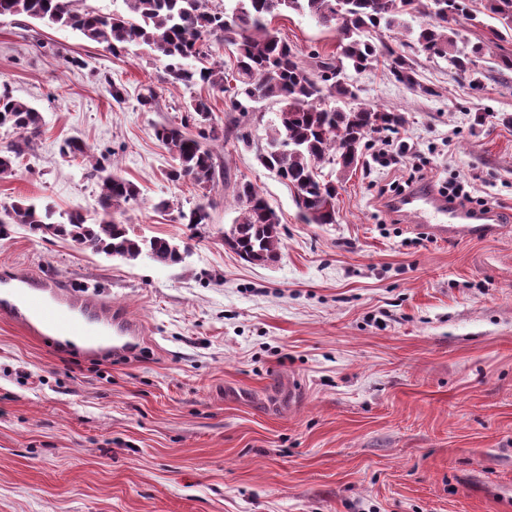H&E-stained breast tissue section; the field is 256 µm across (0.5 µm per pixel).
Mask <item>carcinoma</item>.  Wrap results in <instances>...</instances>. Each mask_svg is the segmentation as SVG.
Returning a JSON list of instances; mask_svg holds the SVG:
<instances>
[{
  "mask_svg": "<svg viewBox=\"0 0 512 512\" xmlns=\"http://www.w3.org/2000/svg\"><path fill=\"white\" fill-rule=\"evenodd\" d=\"M77 0H0V15L21 16L48 26L70 27L88 39L105 43L117 53L132 45H146L166 61L167 75L187 87L208 84L224 90V67L208 61L215 43L236 48V69L231 73L238 98L232 109L249 112L248 103L272 101L278 105L277 121L271 125L266 146L256 159L292 186L297 206L307 224L336 222L338 189L357 165L360 148L372 133L403 124L400 113L363 104L350 107L354 97L351 76L365 71L377 56L372 33L383 28L404 29V17L421 15L415 39L430 56L448 59L459 76L475 73V58L482 47L467 52L458 47L459 30L451 22L460 18L474 21L475 0H124L128 13H102L76 9ZM483 8L512 34V0H485ZM309 16L336 32L342 53L307 67L296 51L278 35L272 21L285 14ZM390 72L407 86L416 85L412 60L393 49ZM189 111L196 121L211 120L212 107L203 97L193 99ZM40 113L8 94L0 95V127L19 134V140L0 148V174L14 171L16 159L30 148L29 136L40 127ZM155 136L171 155L174 165L168 173L172 182L186 178L201 189L211 190L224 176V166L206 140L228 138L214 126L210 133L196 135L179 127L162 126ZM335 169L334 180L321 178L319 166ZM88 175L97 181L101 212L87 223L80 211L55 218L49 205L16 201L0 211V233L17 224L34 234L70 240L95 254L135 261L142 255L161 265L182 262L180 247L162 238L146 239L130 233L122 219L126 206L138 200L137 187L114 171L112 164L91 163ZM240 215L233 224L231 249L248 263L277 258L282 242L277 231L279 219L259 188L249 180L232 186ZM182 223L196 227L210 221L206 206L199 204L180 211Z\"/></svg>",
  "mask_w": 512,
  "mask_h": 512,
  "instance_id": "1",
  "label": "carcinoma"
}]
</instances>
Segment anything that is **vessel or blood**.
I'll use <instances>...</instances> for the list:
<instances>
[{"label": "vessel or blood", "instance_id": "vessel-or-blood-1", "mask_svg": "<svg viewBox=\"0 0 512 512\" xmlns=\"http://www.w3.org/2000/svg\"><path fill=\"white\" fill-rule=\"evenodd\" d=\"M391 209L422 228L434 241L482 240L498 227L494 210L448 201L425 187L397 195ZM0 318L27 334L51 340L55 349L80 345L85 357H129L142 349L144 330L126 312L96 301L55 279L32 275L0 276Z\"/></svg>", "mask_w": 512, "mask_h": 512}]
</instances>
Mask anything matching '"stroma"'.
<instances>
[{
	"label": "stroma",
	"instance_id": "obj_1",
	"mask_svg": "<svg viewBox=\"0 0 512 512\" xmlns=\"http://www.w3.org/2000/svg\"><path fill=\"white\" fill-rule=\"evenodd\" d=\"M302 61L337 38L307 16L274 22ZM459 20L480 85L414 49L418 88L389 73L385 31L359 99L399 112L389 137L412 147L385 166L372 135L332 224L305 223L293 188L256 159L276 105L253 103L248 143L212 147L232 178L275 210L276 261L246 263L224 244L239 210L231 186L171 182L160 125L200 130L193 92L144 47L115 54L80 32L0 16V92L41 124L0 207L26 199L95 214L98 187L77 138L110 155L139 189L132 234L188 246L184 262L128 263L14 225L0 235V274L57 279L143 323L146 354L88 361L0 319V512H512V72L496 76L512 37ZM122 85L115 101L112 84ZM153 92L151 105L139 102ZM485 123H478L479 114ZM468 179L473 205L508 222L481 241L435 242L410 228L382 186ZM170 207L155 210L159 200ZM211 207L193 229L180 211Z\"/></svg>",
	"mask_w": 512,
	"mask_h": 512
}]
</instances>
